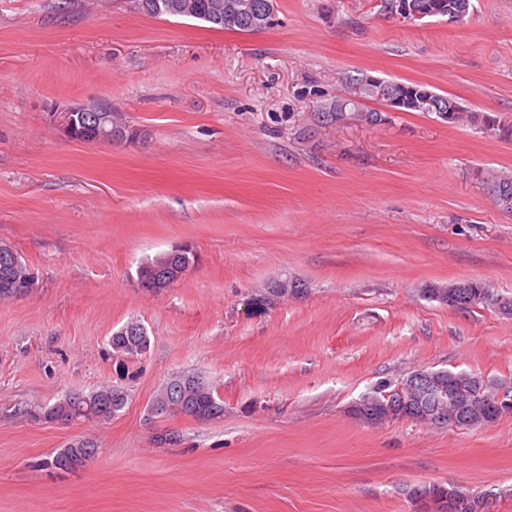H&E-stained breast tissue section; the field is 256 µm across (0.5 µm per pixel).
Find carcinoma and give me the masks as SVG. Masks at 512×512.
Listing matches in <instances>:
<instances>
[{
    "mask_svg": "<svg viewBox=\"0 0 512 512\" xmlns=\"http://www.w3.org/2000/svg\"><path fill=\"white\" fill-rule=\"evenodd\" d=\"M160 8L141 9V12L160 16L186 17L205 22L211 28L253 32L268 28L269 19L265 14L266 0H158ZM415 3L427 9L434 8L437 17L450 20L464 19L473 8L471 0H415ZM402 102L399 110L402 112H432L427 100L439 103L444 111L439 116L455 124L464 118L472 122L488 124L490 116L476 112L469 114L451 96L439 94L422 83H402L399 87ZM371 99L387 102L385 93L374 77L365 75L358 79L345 82L344 91L335 99L320 105V111L336 115V122L347 119V115L368 123L382 121L380 113L368 110L361 100ZM495 203L505 210H512V178L495 177L491 180ZM195 262L192 249L182 252L173 250L155 256L144 262L138 269L145 282L156 290L168 287L170 281L176 279L184 269ZM36 284L34 274L21 260L15 250H10L8 257H0V298H20L27 295ZM454 291L463 299L465 308L491 307L501 314L512 316V297H506L493 292L490 287L479 281H462L455 283ZM112 350L116 357L129 359L141 356L149 348V337L145 327L138 321L123 326L111 337ZM184 373H178L169 379L156 391L149 404L148 412L162 410V416H188L198 420H215L224 415V400L215 387L208 383L202 388L187 393L175 389L176 381ZM128 399L127 391L117 385L103 384L99 388L82 395L80 406L76 407L65 397L62 401L48 407L40 408L35 416L47 422L53 421H101L108 420L123 409ZM96 447L88 439H75L65 447L53 452L43 465L61 469V465L69 457L78 458L89 463L94 455L87 452L84 444ZM453 494L450 503L452 512H475L478 503L473 498L457 495V490L448 489L443 483H429L413 489V497H426L435 493Z\"/></svg>",
    "mask_w": 512,
    "mask_h": 512,
    "instance_id": "1",
    "label": "carcinoma"
}]
</instances>
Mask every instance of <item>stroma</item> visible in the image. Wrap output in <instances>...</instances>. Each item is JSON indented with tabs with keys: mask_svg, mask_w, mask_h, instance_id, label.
<instances>
[{
	"mask_svg": "<svg viewBox=\"0 0 512 512\" xmlns=\"http://www.w3.org/2000/svg\"><path fill=\"white\" fill-rule=\"evenodd\" d=\"M462 22L381 0H276L275 25L218 30L131 0H0V244L37 275L0 301V512H413L439 482L512 512V415L477 429L363 424L352 403L417 368L512 381V317L429 284L512 295V137L433 112L376 124L319 111L342 82L424 83L512 124V0ZM105 99L142 138L82 144L51 104ZM194 264L163 291L141 263ZM303 285L277 297L275 282ZM140 321L150 345L117 361ZM213 378L224 416L154 418L171 375ZM122 386L110 420L28 412ZM173 432L177 442H159ZM74 472L40 462L72 439ZM195 262L192 249L185 248L182 252L162 253L144 262L138 269L145 282L155 290H163L168 287L170 281L176 279L184 269H188ZM455 285L454 291L456 294L463 299L465 306L459 309H471L491 307L497 309L501 314L506 316H512V297H506L497 293H494L490 287L479 281H462L456 283H449L448 286L444 285H430L428 288H423V295L428 298L438 301L441 304L451 305L455 303L462 305L457 301L455 294L448 296V287ZM463 288H459V287ZM444 294L445 298H436V295ZM448 297V300H447ZM130 325H133V330H129ZM110 343L115 356L121 359L143 355L150 344L145 327L138 321L127 322L125 326L113 333ZM83 441L89 444V446L93 447L89 449H94L95 452L98 451L97 445L92 440L86 438L74 439L73 441L68 443L64 448L58 449L51 455H49V457L45 459V461L42 462V464L44 466H49L54 469L63 470L61 465L64 462V460H66L69 457H75L78 459L81 458L84 461L83 465H87L94 458L95 455L87 452V448H84L85 446L82 445L84 443Z\"/></svg>",
	"mask_w": 512,
	"mask_h": 512,
	"instance_id": "1",
	"label": "stroma"
}]
</instances>
